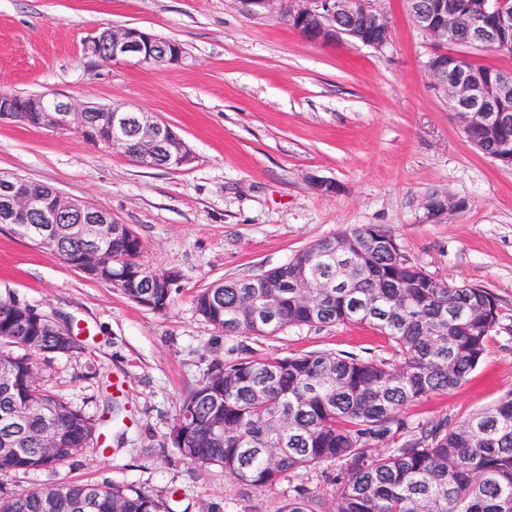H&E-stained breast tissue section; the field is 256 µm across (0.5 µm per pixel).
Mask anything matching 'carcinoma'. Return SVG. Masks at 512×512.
Returning a JSON list of instances; mask_svg holds the SVG:
<instances>
[{"label": "carcinoma", "instance_id": "1", "mask_svg": "<svg viewBox=\"0 0 512 512\" xmlns=\"http://www.w3.org/2000/svg\"><path fill=\"white\" fill-rule=\"evenodd\" d=\"M459 37L474 22L469 0H453ZM460 132L492 157L500 142L474 127ZM70 264L87 244L66 224L31 239ZM340 242L345 255L332 250ZM124 258L112 273L134 272L115 284L142 307L163 312L172 289L139 257V236L98 240ZM352 261L350 274L342 267ZM396 238L375 225L325 238L296 251L287 263L255 278L217 281L197 292L196 311L226 336L272 337L286 328L367 324L388 341L399 361L309 352L265 360L216 362L206 380L180 402L177 419L189 433L181 456L206 467L219 465L239 484L271 491L288 482L278 512H324L323 498L293 478L320 464L333 488L331 512H512V390L450 427L417 426L396 448H374L411 403L461 385L485 356L499 323L494 297L482 288L447 283L411 271ZM307 270L311 287L289 285ZM411 286L398 288L401 280ZM60 342L35 308L0 299V471H37L64 464L101 447L112 427V409L93 419L38 383L35 358L73 355L84 349L81 328ZM171 512L152 495L105 484L57 482L21 492L0 491V512Z\"/></svg>", "mask_w": 512, "mask_h": 512}]
</instances>
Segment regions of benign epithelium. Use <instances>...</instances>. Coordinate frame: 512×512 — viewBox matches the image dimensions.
<instances>
[{
	"instance_id": "1",
	"label": "benign epithelium",
	"mask_w": 512,
	"mask_h": 512,
	"mask_svg": "<svg viewBox=\"0 0 512 512\" xmlns=\"http://www.w3.org/2000/svg\"><path fill=\"white\" fill-rule=\"evenodd\" d=\"M247 10L258 13H278L288 17L291 27L306 41L334 44L349 40L364 46L380 49L390 39V21L386 12L374 0H242ZM412 22L428 35L438 48L429 61L427 70L434 86L442 97L455 108L458 123L484 130L492 137L512 126V110L507 99H512V72H503L493 82H485L463 69L467 55L463 52H446L444 48L454 41L458 30L459 15L450 0H406ZM470 11L483 16L491 14V24H476L469 28L464 46L480 47L499 41L512 31V0H473ZM106 45L111 60L135 57L151 64H177L185 58V50L175 42L165 44L139 28L109 29L101 37L91 40L87 52L100 57L101 45ZM127 111L124 106H76L66 97L46 100L33 95L27 106L17 104L15 95L0 94V119H9L33 127L52 129L74 128L85 140L108 148L119 147L128 153L131 141L106 132L107 126L90 121L91 112H110L112 121ZM164 126L145 112L138 114L139 142L151 146L163 144ZM155 159L168 161V168L179 169L194 160L192 151L166 155L155 151ZM0 185L6 188L3 218L15 230L38 217L47 224L74 223L82 232L97 242V227L102 224L117 225L112 214L95 208L81 200L57 191L36 194L29 188L27 179L0 171ZM423 207L431 218H440L455 207L448 194L432 192L424 198ZM72 267L86 275L108 276L112 272V258L98 249L72 263Z\"/></svg>"
}]
</instances>
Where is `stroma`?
Instances as JSON below:
<instances>
[{
	"mask_svg": "<svg viewBox=\"0 0 512 512\" xmlns=\"http://www.w3.org/2000/svg\"><path fill=\"white\" fill-rule=\"evenodd\" d=\"M391 39L373 49L313 45L241 0H0V92L65 95L154 116L195 161L148 167L75 131L0 121V170L108 211L143 243L142 262L176 274L169 310L143 308L0 224V298L74 320L86 349L38 360L41 383L95 418L114 408L106 455L0 473L18 492L60 479L174 499L176 512H276L287 485L256 493L171 444L182 397L215 362L329 351L391 358L367 325L225 337L195 310L210 283L252 277L297 250L364 224L391 231L431 276L490 292L500 312L467 381L408 405V425L457 424L512 389V166L461 134L426 70L432 41L404 0H377ZM136 27L181 44L184 63L102 62L86 43ZM330 182L318 191L312 178ZM456 202L429 218L426 195Z\"/></svg>",
	"mask_w": 512,
	"mask_h": 512,
	"instance_id": "stroma-1",
	"label": "stroma"
}]
</instances>
